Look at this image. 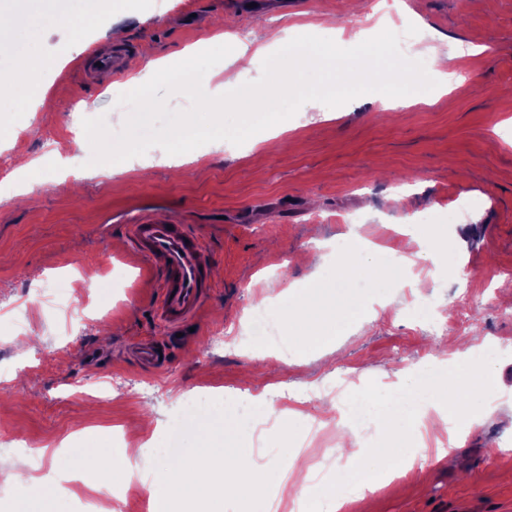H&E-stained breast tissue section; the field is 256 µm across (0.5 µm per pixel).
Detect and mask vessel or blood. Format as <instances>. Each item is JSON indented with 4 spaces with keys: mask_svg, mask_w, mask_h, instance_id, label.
<instances>
[{
    "mask_svg": "<svg viewBox=\"0 0 512 512\" xmlns=\"http://www.w3.org/2000/svg\"><path fill=\"white\" fill-rule=\"evenodd\" d=\"M129 54V46H110L92 53L83 70L93 76L103 70L126 75ZM126 239L130 252L156 264L157 321L170 329H179L203 307L213 290L205 242L191 225L175 224L160 215H148L128 225ZM133 355L143 367L153 369L167 362L169 349L144 341L134 348Z\"/></svg>",
    "mask_w": 512,
    "mask_h": 512,
    "instance_id": "obj_1",
    "label": "vessel or blood"
}]
</instances>
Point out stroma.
Returning <instances> with one entry per match:
<instances>
[{
    "instance_id": "35a3bbf8",
    "label": "stroma",
    "mask_w": 512,
    "mask_h": 512,
    "mask_svg": "<svg viewBox=\"0 0 512 512\" xmlns=\"http://www.w3.org/2000/svg\"><path fill=\"white\" fill-rule=\"evenodd\" d=\"M378 0H22L36 23L58 13L89 17L80 46L39 81L44 94L17 126L0 131V425L45 451L48 478L70 472L69 445L110 448L145 415L148 445L128 463V493L110 500L86 490L112 512H142L145 479L154 472L153 441L180 417L184 394L253 389L298 410L292 449L309 482L335 484L345 398L369 393L373 405L412 396L457 374L482 385L488 410L456 438L448 459L425 462L412 478L350 494V512H512V415L495 404L512 400V144L498 124L512 120V0H403L374 13ZM340 16L335 39L358 45L360 29L394 24L485 47L463 87L410 94L400 110L342 105L332 120L301 109L289 118L296 144L270 139L214 151L202 145L170 156L161 148L113 164L89 166L93 155L82 121L104 117L123 126L112 99L128 77L83 76V63L110 44L113 26L139 63L167 64L186 53L225 44L252 47L290 27ZM31 159L16 165L17 155ZM397 196L388 207V196ZM364 216L344 223L345 213ZM192 225L213 255L214 290L193 328L180 339L152 316L157 292L148 262L127 249L124 227L146 214ZM385 244L391 254L417 253L420 239L440 235L448 254L431 288L404 282L360 287L373 316L337 320L336 341L282 359L253 358L232 342L249 311L273 303L277 333L292 329L285 300L290 284L310 277L336 284L325 248L351 250L358 263L376 254L351 249L353 235ZM70 292L72 313L39 302L48 289ZM41 344L22 352L31 332ZM223 334L225 342L211 344ZM144 338L172 345L168 363L146 370L128 354Z\"/></svg>"
}]
</instances>
